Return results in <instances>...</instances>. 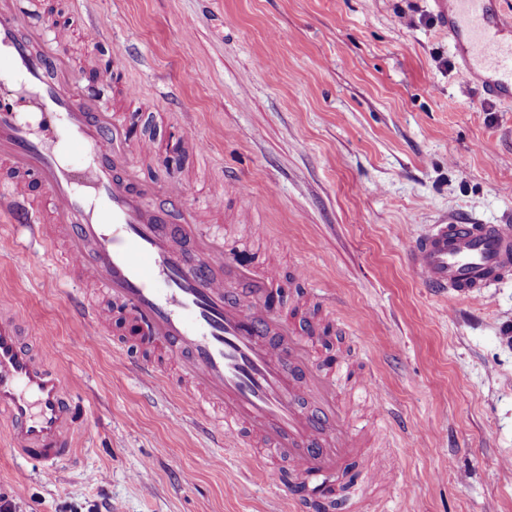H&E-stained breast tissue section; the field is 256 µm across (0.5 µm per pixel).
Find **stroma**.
Listing matches in <instances>:
<instances>
[{
	"label": "stroma",
	"instance_id": "1",
	"mask_svg": "<svg viewBox=\"0 0 512 512\" xmlns=\"http://www.w3.org/2000/svg\"><path fill=\"white\" fill-rule=\"evenodd\" d=\"M82 74L111 50L127 70L101 93L135 112L153 145L146 178H179L201 233L224 227L242 263L268 270L284 305L327 330L320 362L379 377L395 421L361 391L342 403L381 470L364 512H512V282L492 301L428 292L404 261L431 224L456 214L512 222V101L459 74L431 0H41ZM111 39L89 46V15ZM407 24H400V16ZM135 96H128L127 88ZM206 139L204 163L179 145ZM245 179L255 211L234 190ZM307 264L317 285L297 280ZM61 267L21 252L0 223V302L34 315L31 340L86 411L71 465L19 458L0 438V498L12 512H290L286 495L193 426L171 388H147L110 346L68 318ZM332 292L323 302L316 288ZM357 321L344 325L345 311Z\"/></svg>",
	"mask_w": 512,
	"mask_h": 512
}]
</instances>
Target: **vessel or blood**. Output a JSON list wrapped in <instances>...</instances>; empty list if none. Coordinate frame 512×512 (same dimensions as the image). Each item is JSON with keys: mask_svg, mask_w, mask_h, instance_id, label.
Masks as SVG:
<instances>
[{"mask_svg": "<svg viewBox=\"0 0 512 512\" xmlns=\"http://www.w3.org/2000/svg\"><path fill=\"white\" fill-rule=\"evenodd\" d=\"M434 9L462 75L486 96L512 100V41L500 38L503 21L487 0H434ZM66 39L65 29L46 30L38 0H0V167L8 172L0 221L30 245L61 248L68 279L102 288L133 329L130 340L112 342L125 369L159 382L137 349L160 348L213 446L246 450L264 480L287 491L293 512H310L309 487L337 491L322 512H362V491L377 473L363 465L360 436L338 404L340 370L316 367L312 338L269 307L275 279L239 266L223 233L201 236L180 180L158 187L142 176L138 159L152 146L130 140L136 115L112 111L70 71L55 52ZM15 72L25 77L24 91L5 87ZM188 241L198 251L192 262ZM405 261L434 293L485 296L512 281V225L445 219L412 243ZM240 281L250 297L229 300ZM68 314L91 338L107 335L102 314L82 295H72ZM27 334L25 322L0 306V421L23 458L54 468L70 461L84 408L47 362L50 343ZM290 362L311 366L306 387L287 371ZM359 388L376 418L391 417L378 378L363 374ZM304 393L315 410L300 406ZM269 455L288 458L293 481L266 463Z\"/></svg>", "mask_w": 512, "mask_h": 512, "instance_id": "vessel-or-blood-1", "label": "vessel or blood"}]
</instances>
